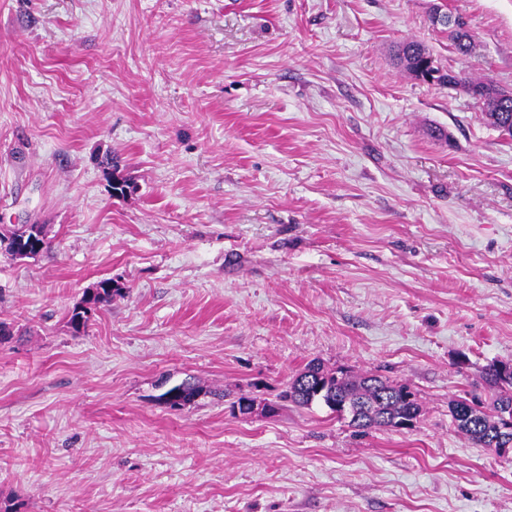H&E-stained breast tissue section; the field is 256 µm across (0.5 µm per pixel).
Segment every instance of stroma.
Wrapping results in <instances>:
<instances>
[{
	"instance_id": "35a3bbf8",
	"label": "stroma",
	"mask_w": 512,
	"mask_h": 512,
	"mask_svg": "<svg viewBox=\"0 0 512 512\" xmlns=\"http://www.w3.org/2000/svg\"><path fill=\"white\" fill-rule=\"evenodd\" d=\"M411 39L512 88V0H0V234L49 243L0 245L1 505L512 512V453L448 412L512 361V142L396 66ZM312 361L408 384L418 423L232 412ZM452 14V13H451ZM451 14H441L444 17V21L436 22V13H434L431 17V21L435 25H440L445 29H448V37L450 38L457 54L461 59H467L470 57L474 50V39L469 31L463 29L459 25L456 24ZM440 15H437V19H440ZM116 291L117 289L112 288L111 280L106 279L101 281L99 288H96L95 292L86 296L81 304L72 309L69 318L71 328L77 332L84 330L95 308L101 303L110 301L112 299V293Z\"/></svg>"
}]
</instances>
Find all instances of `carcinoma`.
I'll return each mask as SVG.
<instances>
[{
    "instance_id": "obj_1",
    "label": "carcinoma",
    "mask_w": 512,
    "mask_h": 512,
    "mask_svg": "<svg viewBox=\"0 0 512 512\" xmlns=\"http://www.w3.org/2000/svg\"><path fill=\"white\" fill-rule=\"evenodd\" d=\"M442 17L444 21L438 25L448 29V37L457 54L462 59L470 57L474 50L473 36L457 25L452 15L444 13ZM396 60L398 66L417 80L446 85L451 77L468 85L482 101L483 111L490 113L486 123L499 132L508 129V137L512 139V91L491 81L472 82L463 70L441 72L427 47L416 40L404 43ZM114 292L112 281H101L95 292L72 309L71 328L77 332L85 329L95 308L110 301ZM485 381L492 393V401L488 404L474 399L451 401L448 409L452 423L478 448H486L499 438L505 446L512 443V429H507L508 421H512V363L489 365ZM197 392L194 384L185 381L168 388L159 398L173 395V399L165 401L173 408L189 403ZM281 399L300 407L323 404L328 408L333 401H346L355 409V416L349 419L348 425L358 436L372 429L394 430L400 422L417 421L422 413L421 403L407 384L392 383L377 375H353L343 369L326 371L315 363L308 364L304 371L289 380Z\"/></svg>"
}]
</instances>
